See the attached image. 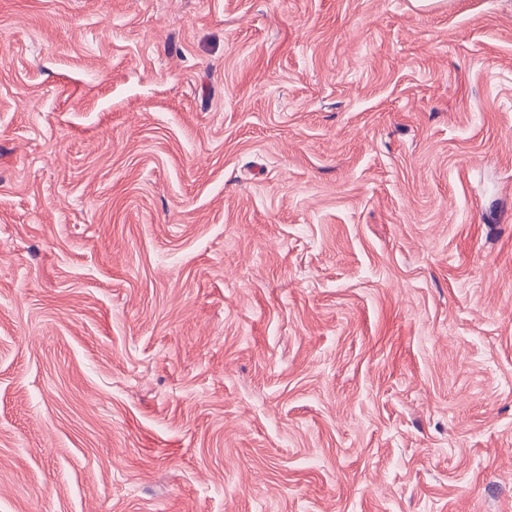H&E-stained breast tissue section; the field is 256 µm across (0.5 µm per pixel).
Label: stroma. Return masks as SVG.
<instances>
[{
	"mask_svg": "<svg viewBox=\"0 0 512 512\" xmlns=\"http://www.w3.org/2000/svg\"><path fill=\"white\" fill-rule=\"evenodd\" d=\"M512 512V0H0V512Z\"/></svg>",
	"mask_w": 512,
	"mask_h": 512,
	"instance_id": "35a3bbf8",
	"label": "stroma"
}]
</instances>
